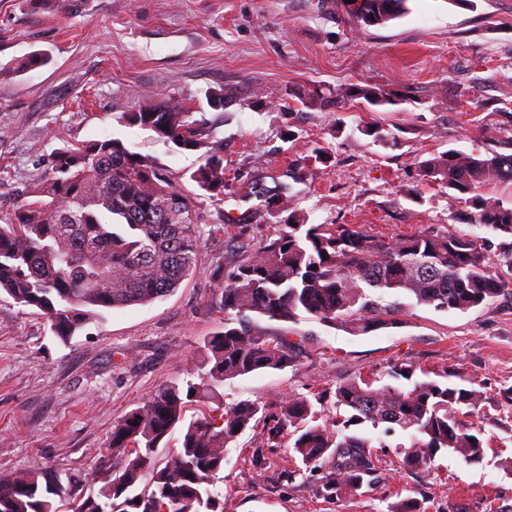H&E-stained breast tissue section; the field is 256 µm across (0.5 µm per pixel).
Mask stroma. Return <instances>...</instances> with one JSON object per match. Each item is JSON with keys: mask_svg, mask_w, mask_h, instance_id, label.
Segmentation results:
<instances>
[{"mask_svg": "<svg viewBox=\"0 0 512 512\" xmlns=\"http://www.w3.org/2000/svg\"><path fill=\"white\" fill-rule=\"evenodd\" d=\"M46 65L16 71L32 52ZM376 83L397 95L381 112L350 102L301 107L295 90ZM219 92L224 104L208 105ZM147 96L176 97L205 117L224 143L222 200L198 195L201 234L195 273L169 295L106 312L69 341L41 311L0 294V476L39 465L97 490L94 449L159 387L197 378L205 337L224 327L206 307L217 270L260 246L280 225L250 193L272 184L291 161L326 148L331 162L294 183L290 209L311 224H353L398 238L422 231L488 239L489 264L504 269L502 239L462 222L468 204L449 203L418 165L450 149L485 152L512 140V0H407L402 16L360 27L341 0H0V217L32 200L64 143L121 139L165 168L184 190L198 153L121 123ZM390 134L388 144L365 135ZM295 133L283 138L285 129ZM241 219L239 239L223 232ZM267 334L298 343L296 367L225 381V402L260 400L276 411L289 395L331 392L358 375L404 363L438 378L452 371L485 394L479 407L487 442L482 464L449 453L413 475L398 468L401 433L364 429L381 458L379 481L355 496L326 498L317 473L297 470L288 432L257 447L244 433L226 451L214 489L224 512H388L404 498L425 512H512V294L467 312L416 306L398 323L361 336L306 317H258Z\"/></svg>", "mask_w": 512, "mask_h": 512, "instance_id": "stroma-1", "label": "stroma"}]
</instances>
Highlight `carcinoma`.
<instances>
[{
	"label": "carcinoma",
	"instance_id": "1",
	"mask_svg": "<svg viewBox=\"0 0 512 512\" xmlns=\"http://www.w3.org/2000/svg\"><path fill=\"white\" fill-rule=\"evenodd\" d=\"M407 0H366L368 18L347 12L366 26L401 16ZM298 102L330 109L361 99L371 107L397 104L376 84L331 90L303 87ZM121 119L153 131L181 150L201 153L190 180L208 197L224 195V151L205 119H197L175 97H148ZM421 180L447 190L448 200L467 194V221L512 236V207L484 193L512 184V153L441 152L420 163ZM39 199L20 205L0 224V291L22 306L35 307L62 340L104 312L164 297L196 269L200 232L193 197L167 171L108 138L66 145L56 152ZM267 207L286 211L291 187H252ZM512 282L488 264L483 238L472 234L420 232L384 240L351 224H303L288 215L276 237L246 254L206 304L224 311V330L207 337L198 362L200 383L155 390L112 428L101 459L97 493L76 481L30 467L0 479V512H224L214 481L224 469L229 445L260 418L270 431L293 428L291 450L307 467L330 463L321 479L327 497L356 496L378 478L379 459L360 427L410 438L398 445L401 468L422 472L447 452L467 466L486 457L474 414L483 392L474 386L415 378V368L394 364L388 375L406 385L356 377L336 385V408L348 415L335 428L314 423L325 411L322 396L291 395L267 415L259 401H224V381L258 370L295 365L298 348L288 336H268L250 318L294 322L303 314L359 336L390 324L402 309L384 305L379 292L404 296L414 306L466 312L508 290ZM198 404L197 414L186 418ZM180 431L179 447L156 458L161 442ZM148 489L137 493L143 477Z\"/></svg>",
	"mask_w": 512,
	"mask_h": 512
}]
</instances>
